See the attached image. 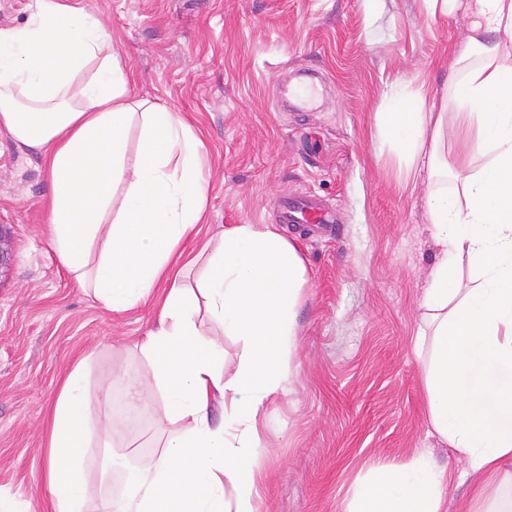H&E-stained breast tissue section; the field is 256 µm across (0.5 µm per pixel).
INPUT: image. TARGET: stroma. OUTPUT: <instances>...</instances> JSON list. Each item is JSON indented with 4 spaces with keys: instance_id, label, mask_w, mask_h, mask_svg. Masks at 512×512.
<instances>
[{
    "instance_id": "35a3bbf8",
    "label": "stroma",
    "mask_w": 512,
    "mask_h": 512,
    "mask_svg": "<svg viewBox=\"0 0 512 512\" xmlns=\"http://www.w3.org/2000/svg\"><path fill=\"white\" fill-rule=\"evenodd\" d=\"M112 30L135 94L181 112L205 145L210 186L195 252L224 224H278L293 191L336 212L334 235L278 224L304 259L296 372L268 404L257 512H346L374 462L429 450L452 478L447 512H463L475 477L432 435L415 353L419 301L438 250L426 178L404 181L376 117L403 90L455 96L449 48L471 18L431 17L424 0H79ZM311 85L305 109L285 88ZM51 192L38 151L0 128V227L11 263L0 271V491L46 512L45 439L62 379L92 354L88 404L124 403L126 381H148L136 345L155 303L116 315L68 279L47 242ZM151 404L116 419L133 461L158 455Z\"/></svg>"
}]
</instances>
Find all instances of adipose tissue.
Wrapping results in <instances>:
<instances>
[{"label": "adipose tissue", "instance_id": "ef3b65f1", "mask_svg": "<svg viewBox=\"0 0 512 512\" xmlns=\"http://www.w3.org/2000/svg\"><path fill=\"white\" fill-rule=\"evenodd\" d=\"M427 2L433 15L464 8L474 17L452 52L462 90L437 103L402 93L380 113L378 134L406 178L434 185L429 228L441 256L415 341L429 425L481 478L465 512H512V0ZM498 31L510 40L495 39ZM0 127L44 156L49 244L71 280L115 314L161 300L137 345L151 381L126 388L128 407L161 404V453L122 498L105 491L92 500L76 486L107 477L90 473L86 458L94 431L81 359L53 410L50 512H256L258 418L293 376L307 283L297 248L275 225L228 224L187 283L183 246L204 221L209 192L205 146L180 112L132 94L111 30L67 0H33L25 22L0 27ZM450 176L451 190L442 185ZM225 336L241 345L230 374ZM447 484L426 451L374 464L348 512H444Z\"/></svg>", "mask_w": 512, "mask_h": 512}]
</instances>
